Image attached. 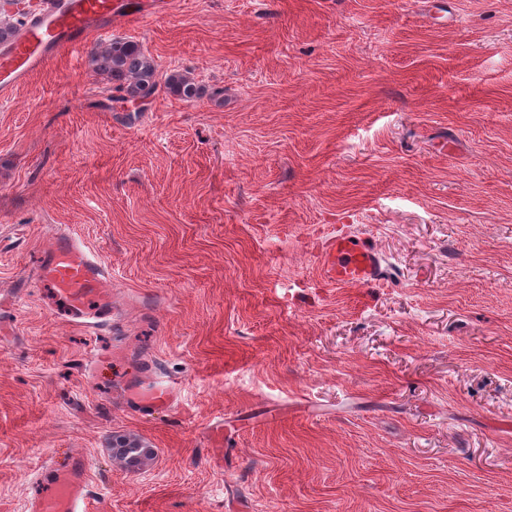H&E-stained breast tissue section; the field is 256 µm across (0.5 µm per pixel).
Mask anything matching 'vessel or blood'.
<instances>
[{"mask_svg": "<svg viewBox=\"0 0 512 512\" xmlns=\"http://www.w3.org/2000/svg\"><path fill=\"white\" fill-rule=\"evenodd\" d=\"M156 0H43L5 44L0 45V100L13 92L61 50L85 47L94 35L109 29L152 19ZM48 253L40 277L66 299L86 329H95L90 319L94 304L108 301L110 282L94 255L61 230L48 238ZM325 273L330 282L366 286L379 276L378 256L372 245L360 238L339 235L325 250ZM176 394L162 382L148 391H134L131 403L143 409L171 402ZM86 463L72 456L61 466H50L40 477L31 512H88Z\"/></svg>", "mask_w": 512, "mask_h": 512, "instance_id": "b4317fda", "label": "vessel or blood"}]
</instances>
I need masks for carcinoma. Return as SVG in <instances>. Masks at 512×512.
Returning <instances> with one entry per match:
<instances>
[{
  "label": "carcinoma",
  "mask_w": 512,
  "mask_h": 512,
  "mask_svg": "<svg viewBox=\"0 0 512 512\" xmlns=\"http://www.w3.org/2000/svg\"><path fill=\"white\" fill-rule=\"evenodd\" d=\"M93 70L120 93V99H142L155 96L159 88L184 101L191 102L204 94V89L185 74L171 70L160 74L156 63L134 41L118 38L90 53Z\"/></svg>",
  "instance_id": "obj_1"
}]
</instances>
